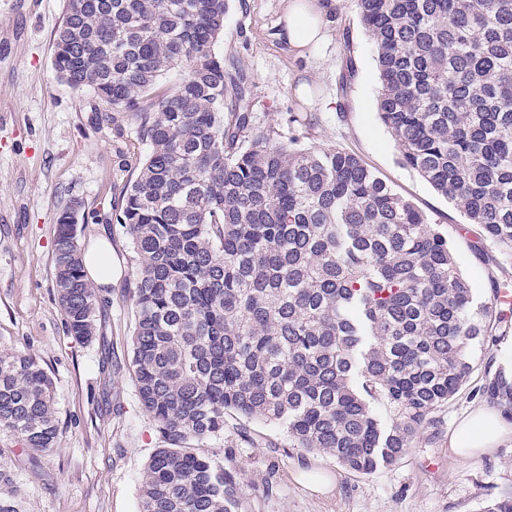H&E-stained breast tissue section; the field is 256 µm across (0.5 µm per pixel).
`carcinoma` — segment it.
Masks as SVG:
<instances>
[{
  "label": "carcinoma",
  "mask_w": 512,
  "mask_h": 512,
  "mask_svg": "<svg viewBox=\"0 0 512 512\" xmlns=\"http://www.w3.org/2000/svg\"><path fill=\"white\" fill-rule=\"evenodd\" d=\"M357 6L402 164L481 228L475 253L511 254L512 0ZM228 7L68 0L54 36L59 78L94 92L97 122L131 115L148 146L112 214L137 262V396L163 443L139 512H239L237 479L202 451L229 418L248 444L262 419L352 472L392 466L469 381L476 346L509 329L476 302L438 225L356 154L254 119L235 63L215 53ZM73 213L57 218L54 282L68 333L90 342L101 300ZM482 392L512 414V370ZM2 428L54 444L53 382L30 355L0 353Z\"/></svg>",
  "instance_id": "carcinoma-1"
}]
</instances>
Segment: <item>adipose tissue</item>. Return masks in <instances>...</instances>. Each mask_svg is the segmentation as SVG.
Returning <instances> with one entry per match:
<instances>
[{
	"instance_id": "ef3b65f1",
	"label": "adipose tissue",
	"mask_w": 512,
	"mask_h": 512,
	"mask_svg": "<svg viewBox=\"0 0 512 512\" xmlns=\"http://www.w3.org/2000/svg\"><path fill=\"white\" fill-rule=\"evenodd\" d=\"M328 0H289L281 19L283 40L295 56H304L325 37ZM512 438V415L497 407L483 406L464 415L448 440L457 457L473 458Z\"/></svg>"
}]
</instances>
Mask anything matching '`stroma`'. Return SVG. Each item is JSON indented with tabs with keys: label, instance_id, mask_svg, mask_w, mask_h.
<instances>
[{
	"label": "stroma",
	"instance_id": "1",
	"mask_svg": "<svg viewBox=\"0 0 512 512\" xmlns=\"http://www.w3.org/2000/svg\"><path fill=\"white\" fill-rule=\"evenodd\" d=\"M285 0H232L217 54L234 60L248 79L257 121L296 135L301 145L358 155L396 192L424 211L447 236L456 265L480 303H493L490 276H512V256L471 246L478 226L398 161L399 150L376 110L379 88L373 47L356 0H336L328 38L302 58L277 37ZM66 0H0V351L37 358L55 388L58 430L52 447L26 448L0 430V492H15L19 512H139L149 458L161 445L139 404L130 341L134 309L127 285L136 268L128 235L112 221L147 154L128 116L100 124L97 99L61 81L53 66V37ZM357 71L347 90L338 76L347 59ZM313 89L312 103L296 94ZM298 114L308 127L289 124ZM79 204L80 245L112 241V285L103 289L97 338L67 333L53 276L56 219ZM469 383L434 415L404 459L363 475L331 458L291 447L279 427L249 425L242 443L235 422L204 450L236 474L240 512H479L487 499L512 494V440L490 454L456 458L448 437L467 412L484 406L479 391L489 372L512 367V332L476 351ZM332 482L329 493L310 490Z\"/></svg>",
	"mask_w": 512,
	"mask_h": 512
}]
</instances>
